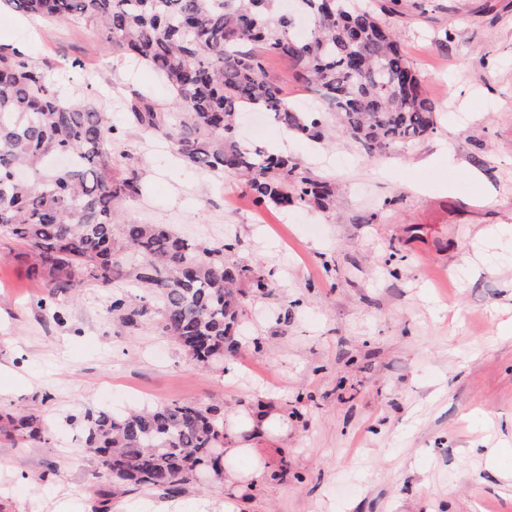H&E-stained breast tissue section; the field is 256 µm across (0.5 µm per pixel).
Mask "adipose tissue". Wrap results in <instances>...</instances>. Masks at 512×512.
Wrapping results in <instances>:
<instances>
[{
  "label": "adipose tissue",
  "mask_w": 512,
  "mask_h": 512,
  "mask_svg": "<svg viewBox=\"0 0 512 512\" xmlns=\"http://www.w3.org/2000/svg\"><path fill=\"white\" fill-rule=\"evenodd\" d=\"M292 413L277 399L260 394L246 400L224 422V469L220 485L224 500L219 506L203 504L198 512H241L249 495L268 485L273 469L266 447L288 445Z\"/></svg>",
  "instance_id": "obj_1"
}]
</instances>
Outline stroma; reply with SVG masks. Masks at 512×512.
<instances>
[{
  "label": "stroma",
  "instance_id": "35a3bbf8",
  "mask_svg": "<svg viewBox=\"0 0 512 512\" xmlns=\"http://www.w3.org/2000/svg\"><path fill=\"white\" fill-rule=\"evenodd\" d=\"M394 32L433 104L436 129L367 155L334 123L323 142L242 122L250 143L283 144L336 186L326 210L257 205L242 180L188 171L127 115L132 90L167 91L83 22L0 11V44L70 101L109 113L115 173L137 169L140 196L120 224H164L264 280L239 281L233 378L195 365L155 311L134 329L108 318L126 280L50 296L26 249L0 236V413L28 411L40 446L0 440V512L134 506L102 502L84 450V416L173 400L232 412L266 392L296 410L274 484L246 512H512V0H360ZM479 169L495 196L472 203Z\"/></svg>",
  "mask_w": 512,
  "mask_h": 512
}]
</instances>
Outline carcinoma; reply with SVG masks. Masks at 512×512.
<instances>
[{"label":"carcinoma","mask_w":512,"mask_h":512,"mask_svg":"<svg viewBox=\"0 0 512 512\" xmlns=\"http://www.w3.org/2000/svg\"><path fill=\"white\" fill-rule=\"evenodd\" d=\"M279 0H0V7L49 21L82 20L135 63L163 79L168 97L134 92L128 111L185 168L244 177L254 201L280 210L328 207L331 183L239 135L246 112L269 113L283 133L324 139L322 113L369 152L434 132L432 103L381 17L358 0H296L314 17L299 34ZM284 59L318 99L314 112L288 103L264 54ZM115 128L90 102L63 99L27 56L0 46V234L25 245L34 274L56 295L76 277L99 288L137 283L157 306L159 328L199 366L223 365L234 345L245 265L224 246L193 243L163 224H114L141 193L131 169L112 171ZM145 306L115 296L108 314L135 328ZM85 450L96 458L99 494L153 488L175 497L220 464L224 412L171 401L123 415L84 416ZM47 430L32 413L0 414V438L31 445Z\"/></svg>","instance_id":"1"}]
</instances>
